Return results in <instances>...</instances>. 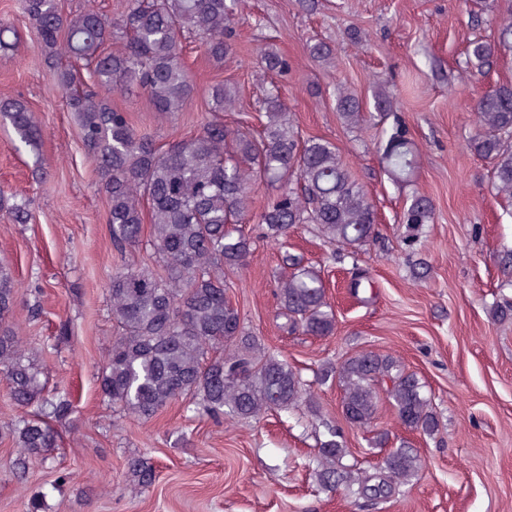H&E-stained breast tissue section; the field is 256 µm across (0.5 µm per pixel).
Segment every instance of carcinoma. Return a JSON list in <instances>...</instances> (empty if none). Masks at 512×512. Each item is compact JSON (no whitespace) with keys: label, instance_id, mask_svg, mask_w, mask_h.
Masks as SVG:
<instances>
[{"label":"carcinoma","instance_id":"obj_1","mask_svg":"<svg viewBox=\"0 0 512 512\" xmlns=\"http://www.w3.org/2000/svg\"><path fill=\"white\" fill-rule=\"evenodd\" d=\"M241 0H118L115 14L94 8L66 14L58 0H23V10L40 44L38 64L54 79L74 113L81 140L107 197L112 246L119 252L141 244L163 272L148 265L112 274L110 313L117 328L112 350L98 373L103 395L125 414L147 422L169 404L188 398L195 409L216 419L247 423L297 407L304 383L288 362L271 355L250 335L232 303L226 274L243 269L254 244L242 224L253 215L256 189L272 192L258 214L261 234L277 240L301 224H313L330 243L352 254L375 235L377 212L364 186L350 173L336 146L320 137L305 138L290 117L279 86L269 83L256 120L260 131L230 130L218 116L202 131L174 140L164 150L135 130L130 117L112 105V94L141 88L155 112L185 109L195 87L185 66L180 36L199 42L217 64L236 54L232 28ZM498 38H475L466 50L465 72L483 73L504 51L512 50V12L494 19ZM265 76H285L289 63L260 48ZM313 61L336 66V49L317 40ZM237 91L219 81L208 89L211 112L237 110ZM374 110L393 118L383 130L380 161L397 184L411 181L417 147L392 97L375 96ZM336 112L350 131L367 122L363 103L338 88ZM476 133L470 150L491 168L496 195L512 201V82L498 83L474 103ZM0 119L19 142L35 147L40 128L19 96L0 97ZM150 208V233L143 238V203ZM0 209L17 224L31 219L24 202H9L0 192ZM435 217L428 196L407 198L400 223L412 250ZM276 296L284 328L307 336H331L336 315L320 273L301 257L283 251ZM19 291L11 270L0 264V376L8 381L15 414L7 422L20 448L12 462L23 478L28 460L46 458L59 445L60 425L73 403L65 390H45L41 371L15 334L13 318ZM385 393L399 421L429 436L439 420L422 380L391 354L362 351L339 368L341 406L349 424L372 427L379 392ZM320 486L341 485L368 501L388 498L421 469V459L405 445L389 450L374 476L350 451L343 434L330 429L316 452ZM129 482L147 487L153 467L143 458L128 464Z\"/></svg>","mask_w":512,"mask_h":512}]
</instances>
